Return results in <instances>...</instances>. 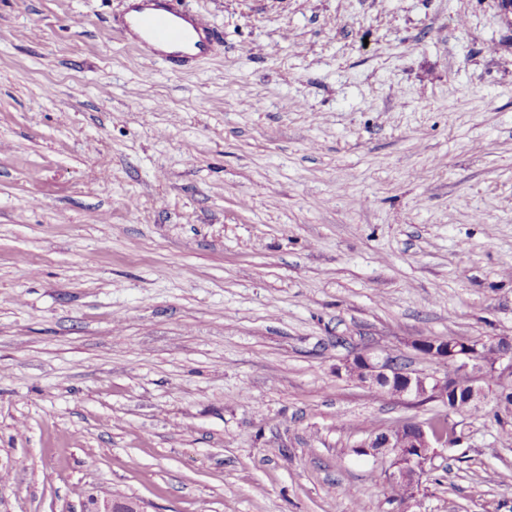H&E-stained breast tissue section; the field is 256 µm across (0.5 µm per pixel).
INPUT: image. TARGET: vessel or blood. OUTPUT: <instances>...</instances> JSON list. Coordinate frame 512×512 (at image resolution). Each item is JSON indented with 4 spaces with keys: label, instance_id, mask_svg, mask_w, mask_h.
<instances>
[{
    "label": "vessel or blood",
    "instance_id": "1",
    "mask_svg": "<svg viewBox=\"0 0 512 512\" xmlns=\"http://www.w3.org/2000/svg\"><path fill=\"white\" fill-rule=\"evenodd\" d=\"M119 27L144 56L177 69L209 54L217 35L208 18L178 0H133Z\"/></svg>",
    "mask_w": 512,
    "mask_h": 512
}]
</instances>
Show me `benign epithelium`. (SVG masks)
<instances>
[{"instance_id":"benign-epithelium-1","label":"benign epithelium","mask_w":512,"mask_h":512,"mask_svg":"<svg viewBox=\"0 0 512 512\" xmlns=\"http://www.w3.org/2000/svg\"><path fill=\"white\" fill-rule=\"evenodd\" d=\"M416 347H432V353L446 360L460 376L474 374L478 380L471 383L465 402L448 404V378L431 376H415L398 370L393 357L360 353L346 360L344 369L360 383L379 391L390 392L401 398H412L417 401H434L441 403L449 411L465 415L468 411L485 404L488 393L484 386L485 373L492 371L503 378L512 376V341H507V348L500 350L498 359L493 364H486L476 359L477 348L467 346L464 349L448 351V346H437L433 338H421L414 342ZM358 447L371 456L388 457L392 454L404 456V450L419 453L418 466L421 468L431 462L435 456V441L428 434L425 424L410 421L406 426L399 427L395 432L384 431L380 435L369 434ZM417 470L408 469L397 463L388 472V480L394 483H405L414 480ZM92 512H144L139 503L132 499H114L112 497L94 500Z\"/></svg>"}]
</instances>
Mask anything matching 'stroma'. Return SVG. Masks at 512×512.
Instances as JSON below:
<instances>
[{
    "instance_id": "1",
    "label": "stroma",
    "mask_w": 512,
    "mask_h": 512,
    "mask_svg": "<svg viewBox=\"0 0 512 512\" xmlns=\"http://www.w3.org/2000/svg\"><path fill=\"white\" fill-rule=\"evenodd\" d=\"M0 0V512H512V405L406 504L370 427L442 407L343 368L512 337V21L494 0ZM119 27L144 56L175 70L209 54L217 35L201 13H188L179 0H133ZM91 512H144L139 503L132 499L96 498Z\"/></svg>"
}]
</instances>
